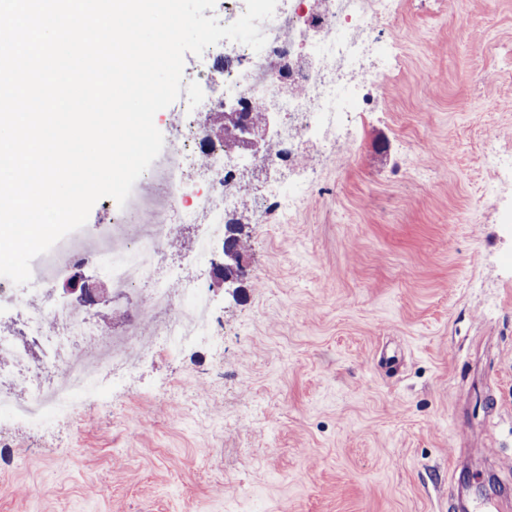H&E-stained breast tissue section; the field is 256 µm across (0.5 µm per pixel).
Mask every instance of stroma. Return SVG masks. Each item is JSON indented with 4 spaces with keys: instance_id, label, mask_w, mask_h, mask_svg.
<instances>
[{
    "instance_id": "35a3bbf8",
    "label": "stroma",
    "mask_w": 512,
    "mask_h": 512,
    "mask_svg": "<svg viewBox=\"0 0 512 512\" xmlns=\"http://www.w3.org/2000/svg\"><path fill=\"white\" fill-rule=\"evenodd\" d=\"M306 207L246 210L219 333L94 405L0 415V512H449L512 486V0H397ZM423 170L418 179L414 170Z\"/></svg>"
}]
</instances>
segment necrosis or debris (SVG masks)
Listing matches in <instances>:
<instances>
[{"label": "necrosis or debris", "instance_id": "1", "mask_svg": "<svg viewBox=\"0 0 512 512\" xmlns=\"http://www.w3.org/2000/svg\"><path fill=\"white\" fill-rule=\"evenodd\" d=\"M279 0L272 19L261 25L267 43L261 51L221 40L186 60L179 98L167 109L164 146L124 206L94 232H74L40 256L31 270L28 295H16L0 281V306L17 311L25 335L46 348L44 361L11 335L0 336V414L46 418L92 402L103 383L119 379L148 356L170 353L208 340L214 329L213 298L200 278L164 264L166 245L178 227L193 225L197 236L192 265L207 264L224 246L227 221L242 197L255 208L268 202L302 206L310 187L270 182L244 187L237 178L243 163L224 145L209 142L204 118L224 104L243 102L277 113L281 119L266 163L297 155L308 144L320 147V160L352 146L351 116L382 86L389 58L382 51V23L395 12V0ZM311 59L299 75L300 94L280 89L281 57ZM103 270L116 307L136 302L121 332L103 333L91 308L59 300L52 285L75 270ZM149 323V335L140 332Z\"/></svg>", "mask_w": 512, "mask_h": 512}]
</instances>
